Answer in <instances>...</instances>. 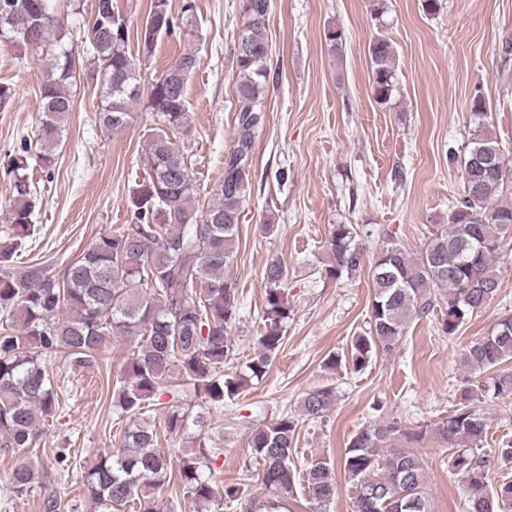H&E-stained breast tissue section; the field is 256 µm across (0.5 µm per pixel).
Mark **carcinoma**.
<instances>
[{
  "instance_id": "obj_1",
  "label": "carcinoma",
  "mask_w": 512,
  "mask_h": 512,
  "mask_svg": "<svg viewBox=\"0 0 512 512\" xmlns=\"http://www.w3.org/2000/svg\"><path fill=\"white\" fill-rule=\"evenodd\" d=\"M195 10V0H183L179 15L172 13L170 0H150L138 36L142 53L150 56L157 42L177 34ZM240 10L235 139L224 156L223 175L200 210L190 153L177 136L187 122V83L199 67L198 56L181 53L143 85L128 51V19L113 0H95L84 29L75 4L62 14L58 0H0V46L18 51L23 64L42 65L35 138L21 139L3 168L12 195L0 211L8 236L0 245V452L34 447L42 434L41 417L54 416L57 376L50 360L59 358L74 371L88 369L99 363L112 339H137L112 389L118 417L128 420L122 449L99 455L85 476L88 495L105 512L127 507L158 512L156 495L172 476L161 436L185 432L189 415L174 408L159 424L150 414L155 398L191 392L222 408L247 382L245 375L224 371L234 350L227 328L239 315L237 288L224 272L234 262L239 218L249 202V161L270 79L271 0H240ZM324 40L339 54L345 32L329 26ZM368 57L374 97L386 104L395 90L390 41L373 39ZM82 80L98 87L97 119L108 131L129 123L137 101L145 100L152 112L155 127L143 149L146 176L130 195L132 223L100 233L58 274L41 264L16 269L12 255L34 228L28 170L33 163L48 173L55 167L73 109L70 88ZM450 161L461 162L463 191L452 201L447 222L414 252L387 239L370 270L369 329L350 344L356 372L373 357L398 349L411 321L434 310L437 291H445L438 330L457 335L469 317L498 296L500 267L512 266V161L484 122L463 156ZM325 250L329 279L338 281L363 267L364 249L351 224L333 225ZM287 277L280 259L267 263L262 333L258 352L246 365L253 378L267 372L283 344L290 315ZM461 365L467 376L457 408L433 424L431 433L448 449L467 512H509L512 481H500L496 473L512 466V441L485 452L489 425L483 404L512 396V315L470 341ZM335 405L329 386L306 392L300 401L302 415L312 419L327 416ZM298 427L299 420L286 414L254 432L249 448L260 465L258 479L279 499L302 485L310 512H330L338 491L335 466L320 458L297 465ZM420 437L396 420L366 425L352 436L339 466L357 491L354 512H432L424 459L410 447ZM402 440L408 446L396 447ZM178 474L187 496L205 508H230L240 498L239 485L216 484L212 475L199 472L193 457L181 458ZM36 478L34 464L20 458L11 474L12 492L27 490Z\"/></svg>"
}]
</instances>
